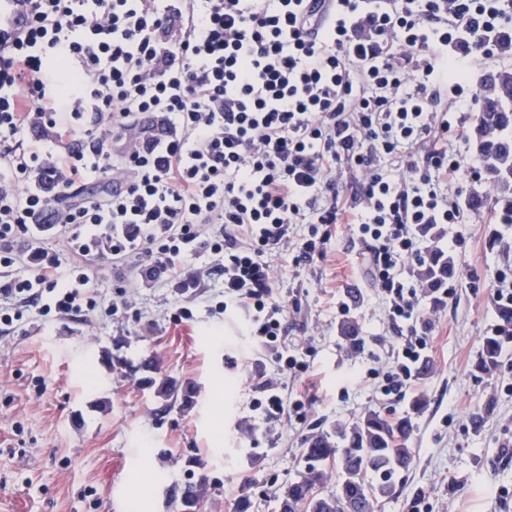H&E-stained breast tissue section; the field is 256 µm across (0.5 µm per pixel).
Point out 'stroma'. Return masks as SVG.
<instances>
[{"mask_svg": "<svg viewBox=\"0 0 512 512\" xmlns=\"http://www.w3.org/2000/svg\"><path fill=\"white\" fill-rule=\"evenodd\" d=\"M464 194L484 204L445 228L442 244L459 275L432 316L430 370L414 388L425 406L412 417L413 463L402 494L379 512H512V368L477 372L483 339L497 324L498 271L512 269V249L494 246L488 216L495 186L467 181ZM293 252L269 254L288 334L281 353L310 366L315 402L306 419L265 418L256 388L276 382L283 395L302 392L277 353L260 349L246 307L219 311L224 276L179 300L171 288L142 281L111 260L89 262L97 307L83 315H42L20 306L0 324V512H168L173 481L188 478V458L210 478L204 512H280L281 487L298 475L308 438L353 424L367 412L402 414L412 403L382 395L399 338L386 303L362 272V247L348 226L314 266ZM348 303V314L338 304ZM190 318H180L179 307ZM354 318L364 343L350 347L339 326ZM196 390L192 407L164 408L129 366ZM481 416L473 426V416Z\"/></svg>", "mask_w": 512, "mask_h": 512, "instance_id": "obj_1", "label": "stroma"}]
</instances>
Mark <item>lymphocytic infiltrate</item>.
Segmentation results:
<instances>
[{
	"label": "lymphocytic infiltrate",
	"mask_w": 512,
	"mask_h": 512,
	"mask_svg": "<svg viewBox=\"0 0 512 512\" xmlns=\"http://www.w3.org/2000/svg\"><path fill=\"white\" fill-rule=\"evenodd\" d=\"M26 2L28 31L0 41V294L94 309L84 261L104 252L192 294L204 250L275 351L267 254L313 263L345 224L400 337L383 392L404 398L433 322L399 262L426 255L423 225L462 223V183L485 178L472 74L512 46V0Z\"/></svg>",
	"instance_id": "1"
}]
</instances>
